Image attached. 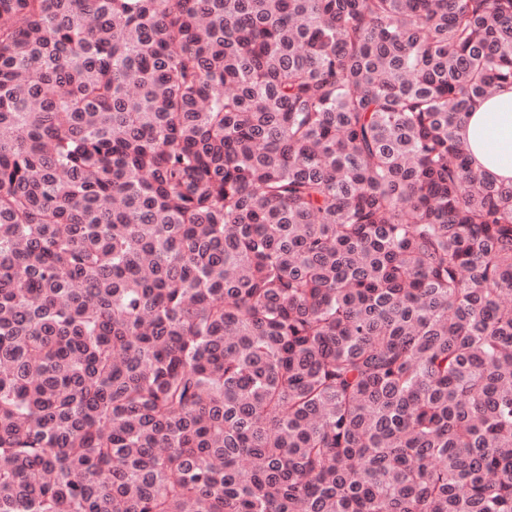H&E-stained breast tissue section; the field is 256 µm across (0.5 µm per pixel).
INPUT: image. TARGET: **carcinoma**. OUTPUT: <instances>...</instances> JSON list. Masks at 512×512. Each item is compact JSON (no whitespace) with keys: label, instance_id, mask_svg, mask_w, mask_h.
<instances>
[{"label":"carcinoma","instance_id":"1","mask_svg":"<svg viewBox=\"0 0 512 512\" xmlns=\"http://www.w3.org/2000/svg\"><path fill=\"white\" fill-rule=\"evenodd\" d=\"M512 0H0V512H512ZM457 135L466 145L474 171L498 182H512V86L476 106Z\"/></svg>","mask_w":512,"mask_h":512}]
</instances>
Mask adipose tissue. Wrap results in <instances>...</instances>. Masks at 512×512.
<instances>
[{
	"mask_svg": "<svg viewBox=\"0 0 512 512\" xmlns=\"http://www.w3.org/2000/svg\"><path fill=\"white\" fill-rule=\"evenodd\" d=\"M457 134L466 145L474 171L512 182V86L476 106Z\"/></svg>",
	"mask_w": 512,
	"mask_h": 512,
	"instance_id": "1",
	"label": "adipose tissue"
}]
</instances>
